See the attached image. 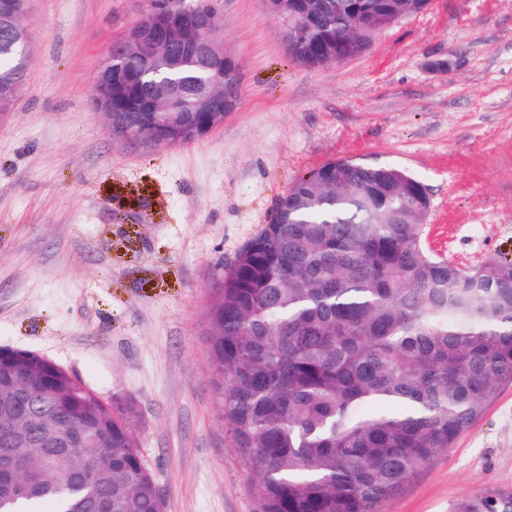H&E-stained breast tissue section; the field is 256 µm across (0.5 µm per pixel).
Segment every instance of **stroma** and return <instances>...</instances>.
Listing matches in <instances>:
<instances>
[{
  "mask_svg": "<svg viewBox=\"0 0 512 512\" xmlns=\"http://www.w3.org/2000/svg\"><path fill=\"white\" fill-rule=\"evenodd\" d=\"M239 102L184 146H128L91 105L135 0H32V57L0 111V348L39 352L131 426L166 512H260L211 383L208 310L276 199L329 161L402 167L430 198L425 243L512 258V0H431L361 57L289 59L263 0H222ZM512 490V382L384 512H450Z\"/></svg>",
  "mask_w": 512,
  "mask_h": 512,
  "instance_id": "obj_1",
  "label": "stroma"
}]
</instances>
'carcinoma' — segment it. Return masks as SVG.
<instances>
[{"label": "carcinoma", "mask_w": 512, "mask_h": 512, "mask_svg": "<svg viewBox=\"0 0 512 512\" xmlns=\"http://www.w3.org/2000/svg\"><path fill=\"white\" fill-rule=\"evenodd\" d=\"M152 0L164 43L116 45L112 130L153 146L195 142L194 90L224 86L187 56L192 8ZM430 0H282L296 10L291 59L321 66L364 54L388 8ZM26 19L0 25V109L19 93ZM426 187L390 164L342 158L295 179L269 224L224 271L209 312L213 393L262 512H383L413 473L485 413L512 382V258L459 267L429 251ZM83 436L70 448L60 431ZM166 512L129 411L80 387L33 351L0 355V512ZM454 512H512L486 489Z\"/></svg>", "instance_id": "carcinoma-1"}]
</instances>
